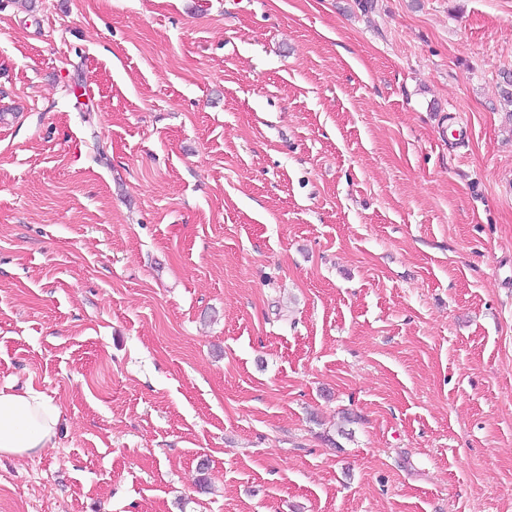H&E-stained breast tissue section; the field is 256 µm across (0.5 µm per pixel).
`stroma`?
Segmentation results:
<instances>
[{"mask_svg":"<svg viewBox=\"0 0 512 512\" xmlns=\"http://www.w3.org/2000/svg\"><path fill=\"white\" fill-rule=\"evenodd\" d=\"M512 0H0V512H512ZM11 390L0 388V455H34L54 447L59 407L32 387Z\"/></svg>","mask_w":512,"mask_h":512,"instance_id":"1","label":"stroma"}]
</instances>
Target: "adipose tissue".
Listing matches in <instances>:
<instances>
[{"label":"adipose tissue","mask_w":512,"mask_h":512,"mask_svg":"<svg viewBox=\"0 0 512 512\" xmlns=\"http://www.w3.org/2000/svg\"><path fill=\"white\" fill-rule=\"evenodd\" d=\"M60 409L33 388H0V455H34L53 447Z\"/></svg>","instance_id":"ef3b65f1"}]
</instances>
